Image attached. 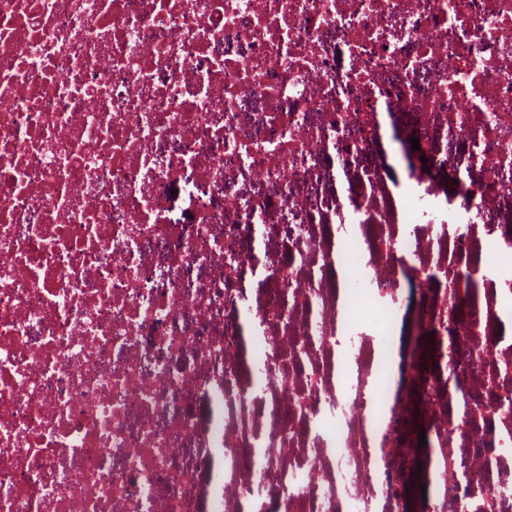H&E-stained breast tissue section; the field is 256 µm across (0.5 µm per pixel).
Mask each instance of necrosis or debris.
Wrapping results in <instances>:
<instances>
[{
  "label": "necrosis or debris",
  "mask_w": 512,
  "mask_h": 512,
  "mask_svg": "<svg viewBox=\"0 0 512 512\" xmlns=\"http://www.w3.org/2000/svg\"><path fill=\"white\" fill-rule=\"evenodd\" d=\"M447 246L419 512H512V294L458 287L512 267V0H0V512H407L389 335ZM397 144L390 134H384L377 144V151L382 162L387 166V181L390 188L397 192L398 187L407 180V171L404 162L396 153ZM461 225L462 230L466 233L471 251V259L481 264L487 262L494 254L496 242L488 238L483 230V223L477 219H473L468 224Z\"/></svg>",
  "instance_id": "obj_1"
}]
</instances>
